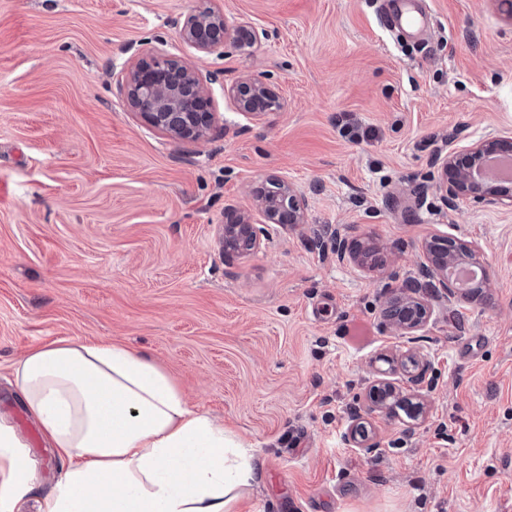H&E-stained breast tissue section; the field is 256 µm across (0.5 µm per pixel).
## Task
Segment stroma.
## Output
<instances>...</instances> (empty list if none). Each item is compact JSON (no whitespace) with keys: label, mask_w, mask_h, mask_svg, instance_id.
Returning <instances> with one entry per match:
<instances>
[{"label":"stroma","mask_w":512,"mask_h":512,"mask_svg":"<svg viewBox=\"0 0 512 512\" xmlns=\"http://www.w3.org/2000/svg\"><path fill=\"white\" fill-rule=\"evenodd\" d=\"M380 0H0V415L41 478L64 466L11 379L53 341H118L256 460L240 512H512V208L445 207L435 157L512 129V9L425 0L419 42ZM213 8L265 31L196 58L179 30ZM175 53L221 74L216 128L181 142L131 111L129 68ZM264 74L282 108L242 116L230 89ZM301 189L305 221L224 253L225 210ZM379 248L338 261L329 234ZM479 247L486 296L434 302L416 343L383 318L423 275L431 237ZM430 364L426 415L366 391L409 347ZM361 418L377 448L344 436Z\"/></svg>","instance_id":"1"}]
</instances>
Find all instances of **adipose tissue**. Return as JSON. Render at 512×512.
I'll return each mask as SVG.
<instances>
[{"mask_svg": "<svg viewBox=\"0 0 512 512\" xmlns=\"http://www.w3.org/2000/svg\"><path fill=\"white\" fill-rule=\"evenodd\" d=\"M12 378L67 469L40 483L0 418V512H238L255 478L253 455L223 424L122 343L50 342Z\"/></svg>", "mask_w": 512, "mask_h": 512, "instance_id": "adipose-tissue-1", "label": "adipose tissue"}]
</instances>
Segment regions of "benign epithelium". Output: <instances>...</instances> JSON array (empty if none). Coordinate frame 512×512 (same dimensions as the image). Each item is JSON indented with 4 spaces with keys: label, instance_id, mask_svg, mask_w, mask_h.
I'll use <instances>...</instances> for the list:
<instances>
[{
    "label": "benign epithelium",
    "instance_id": "1",
    "mask_svg": "<svg viewBox=\"0 0 512 512\" xmlns=\"http://www.w3.org/2000/svg\"><path fill=\"white\" fill-rule=\"evenodd\" d=\"M181 42L196 53L205 56L222 48L227 42L246 51L260 40L259 33L245 22L231 23L224 13L204 10L185 18L180 29ZM220 73L202 71L195 64L177 54L152 55L134 65L126 83L125 93L132 109L139 112L153 127L175 140L198 141L211 130L214 113L210 112L212 97L210 85L219 81ZM237 110L247 118L260 117L281 108L279 95L273 92L262 74H254L239 81L230 90ZM512 152V132L496 133L478 139L462 152H450L438 158L442 178L437 189L446 206L458 201L475 204L503 203L512 207V189L496 184L493 174L486 171L494 157ZM266 222L271 224H303L305 213L301 195L294 185L279 177L268 179L256 189ZM267 236L264 228L254 224L241 213L230 212L224 224V253L249 255ZM333 249L338 260L358 259L361 253L337 232L332 234ZM450 252L436 257L425 245L428 262V280L410 279L391 291L383 316L401 336H413L429 322L433 308L428 298L447 301L459 300L458 285L448 278V267L456 263L483 266L480 250L455 240L448 241ZM428 365L427 356L414 351L398 363V371L407 382H422ZM369 396L379 409H385L392 399L415 417L423 413L420 395L405 394L397 382L388 378L376 379L369 388ZM346 442L355 448L369 451L378 447L359 425L351 426Z\"/></svg>",
    "mask_w": 512,
    "mask_h": 512
}]
</instances>
